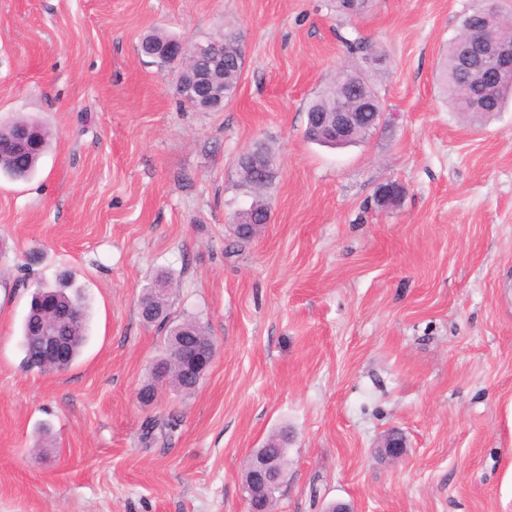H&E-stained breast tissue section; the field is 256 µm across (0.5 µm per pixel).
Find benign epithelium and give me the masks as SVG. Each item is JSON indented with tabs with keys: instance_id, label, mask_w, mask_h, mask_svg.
I'll return each instance as SVG.
<instances>
[{
	"instance_id": "benign-epithelium-1",
	"label": "benign epithelium",
	"mask_w": 512,
	"mask_h": 512,
	"mask_svg": "<svg viewBox=\"0 0 512 512\" xmlns=\"http://www.w3.org/2000/svg\"><path fill=\"white\" fill-rule=\"evenodd\" d=\"M494 12V6L484 4L482 26L471 29L470 37L459 46L456 58L457 74L477 73L481 104L492 96L501 82L512 79V40L499 38L489 31ZM149 57L161 72L173 67L178 69L176 89L182 90L188 85L195 87V100L201 110L224 102V55L213 53L209 44L188 45L175 41L167 52L151 53ZM378 118L376 97L364 93L357 99L338 102L330 112L309 116L308 129H322L334 141L344 143L353 139L366 124H375ZM41 147V130L34 125L18 126L0 134V153L12 155L21 165ZM36 309L41 316L37 336L42 366L46 370L62 369L70 359L71 339L61 332L75 317V312L71 306L61 303L51 288L42 289ZM192 335V327L181 328L172 347L171 361L183 370L201 365L207 368L214 359L215 345L211 341H195L191 339ZM404 448L405 439L393 431L386 436L378 452L387 459H398L404 455ZM249 470L253 487L252 493L246 496L249 512H268L267 506L259 505V498L266 489L281 487L285 469L275 457L257 456L250 460Z\"/></svg>"
}]
</instances>
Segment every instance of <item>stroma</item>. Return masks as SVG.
<instances>
[{
	"label": "stroma",
	"instance_id": "stroma-1",
	"mask_svg": "<svg viewBox=\"0 0 512 512\" xmlns=\"http://www.w3.org/2000/svg\"><path fill=\"white\" fill-rule=\"evenodd\" d=\"M471 4L0 0V124L50 131L31 178L0 173V512H248L247 457L283 430L274 512H512V104L456 112L438 82ZM228 27L245 64L219 111L185 109L139 53ZM359 41L383 58V119L309 142L307 106L363 68ZM257 142L278 158L272 219L238 244ZM65 273L86 344L27 369L31 294ZM161 274L171 321L199 317L216 355L193 395L146 403L167 331L138 305ZM170 421L171 442L146 437Z\"/></svg>",
	"mask_w": 512,
	"mask_h": 512
}]
</instances>
